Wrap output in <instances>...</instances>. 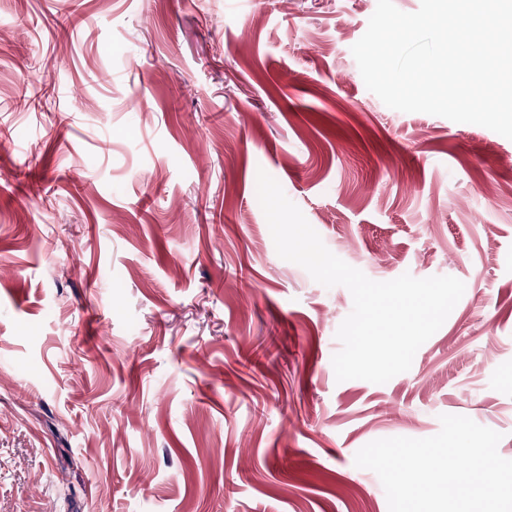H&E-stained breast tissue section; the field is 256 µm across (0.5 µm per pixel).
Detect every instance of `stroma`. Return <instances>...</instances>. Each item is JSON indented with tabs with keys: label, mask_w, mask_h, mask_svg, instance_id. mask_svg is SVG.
<instances>
[{
	"label": "stroma",
	"mask_w": 512,
	"mask_h": 512,
	"mask_svg": "<svg viewBox=\"0 0 512 512\" xmlns=\"http://www.w3.org/2000/svg\"><path fill=\"white\" fill-rule=\"evenodd\" d=\"M0 0V512H388L356 452L443 414L512 460V140L387 107L377 0ZM24 25H17V18ZM265 170L375 281L465 292L407 372L337 382L350 291L283 260ZM51 85L43 82L27 85L20 93L15 108L25 111L41 110L50 95Z\"/></svg>",
	"instance_id": "35a3bbf8"
}]
</instances>
